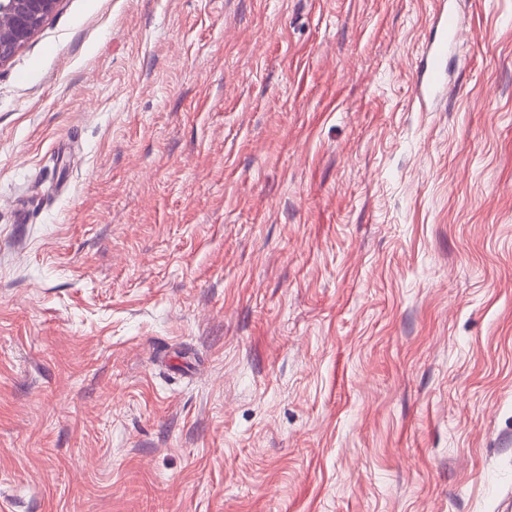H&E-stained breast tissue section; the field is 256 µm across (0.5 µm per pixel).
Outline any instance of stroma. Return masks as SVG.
<instances>
[{
	"instance_id": "35a3bbf8",
	"label": "stroma",
	"mask_w": 512,
	"mask_h": 512,
	"mask_svg": "<svg viewBox=\"0 0 512 512\" xmlns=\"http://www.w3.org/2000/svg\"><path fill=\"white\" fill-rule=\"evenodd\" d=\"M62 0L0 66V512H501L512 0ZM435 23L441 27L444 39L437 45H426L424 48L425 62L422 67L421 86L437 87L443 82L442 60L445 56L448 39L451 42L458 41L460 34L459 21L454 13L444 10L434 17Z\"/></svg>"
}]
</instances>
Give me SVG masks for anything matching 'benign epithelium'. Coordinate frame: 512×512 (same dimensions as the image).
<instances>
[{
    "label": "benign epithelium",
    "instance_id": "7a95c632",
    "mask_svg": "<svg viewBox=\"0 0 512 512\" xmlns=\"http://www.w3.org/2000/svg\"><path fill=\"white\" fill-rule=\"evenodd\" d=\"M61 0H0V67L28 43Z\"/></svg>",
    "mask_w": 512,
    "mask_h": 512
}]
</instances>
